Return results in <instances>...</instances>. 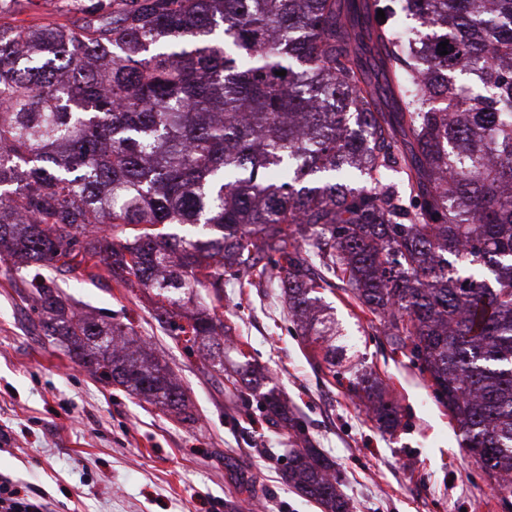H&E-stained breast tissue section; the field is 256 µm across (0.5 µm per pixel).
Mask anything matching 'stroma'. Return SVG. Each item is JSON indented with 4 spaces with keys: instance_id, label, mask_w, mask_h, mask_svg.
<instances>
[{
    "instance_id": "obj_1",
    "label": "stroma",
    "mask_w": 512,
    "mask_h": 512,
    "mask_svg": "<svg viewBox=\"0 0 512 512\" xmlns=\"http://www.w3.org/2000/svg\"><path fill=\"white\" fill-rule=\"evenodd\" d=\"M76 24L64 0H12L0 21ZM43 281L77 310L117 314L186 391L199 421L188 426L139 397L104 385L59 342L39 336L29 288L0 261V476L46 492L53 512H322L282 475L275 449L289 432L248 420L215 373L153 317L145 294L114 282L48 268ZM364 371L399 406L402 426L381 432L298 336L277 281L224 287V318L249 343L265 375L301 418L308 437L336 465L355 512H506L483 470L461 448V434L427 381L393 350L370 314L342 290L326 294Z\"/></svg>"
}]
</instances>
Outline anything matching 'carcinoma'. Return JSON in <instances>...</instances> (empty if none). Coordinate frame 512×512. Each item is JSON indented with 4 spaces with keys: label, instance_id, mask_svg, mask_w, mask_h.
<instances>
[{
    "label": "carcinoma",
    "instance_id": "cac0c4a2",
    "mask_svg": "<svg viewBox=\"0 0 512 512\" xmlns=\"http://www.w3.org/2000/svg\"><path fill=\"white\" fill-rule=\"evenodd\" d=\"M69 5L77 28L0 23V261L31 277L39 331L194 425L145 341L74 312L30 271L151 292L174 339L206 349L245 403L293 432L288 484L323 512H353L301 418L257 391L243 345V364L224 368L219 313L224 281L276 277L334 373L336 326L319 301L339 288L409 350L462 446L512 497V0ZM398 9L417 39H392ZM201 289L207 305L189 308ZM341 378L396 431L377 379L353 365Z\"/></svg>",
    "mask_w": 512,
    "mask_h": 512
}]
</instances>
